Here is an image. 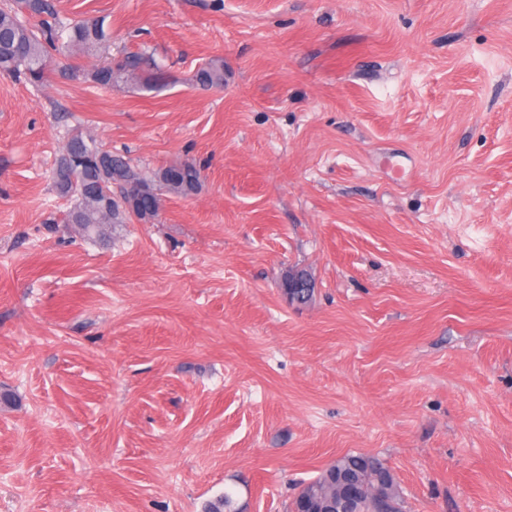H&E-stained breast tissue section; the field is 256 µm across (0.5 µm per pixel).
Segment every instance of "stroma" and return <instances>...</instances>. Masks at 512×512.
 <instances>
[{"label": "stroma", "mask_w": 512, "mask_h": 512, "mask_svg": "<svg viewBox=\"0 0 512 512\" xmlns=\"http://www.w3.org/2000/svg\"><path fill=\"white\" fill-rule=\"evenodd\" d=\"M60 6L163 78L0 76V512H292L350 453L512 512V0ZM75 128L200 185L86 239ZM298 275V276H297ZM295 277L301 279V283L296 288L293 287ZM303 284V286L301 285ZM284 291L291 302L305 304L312 298L314 288L311 287V280L304 271L290 272L284 280Z\"/></svg>", "instance_id": "obj_1"}]
</instances>
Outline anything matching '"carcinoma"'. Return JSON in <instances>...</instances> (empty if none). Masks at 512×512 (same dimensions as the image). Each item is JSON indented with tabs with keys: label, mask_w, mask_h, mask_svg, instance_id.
I'll use <instances>...</instances> for the list:
<instances>
[{
	"label": "carcinoma",
	"mask_w": 512,
	"mask_h": 512,
	"mask_svg": "<svg viewBox=\"0 0 512 512\" xmlns=\"http://www.w3.org/2000/svg\"><path fill=\"white\" fill-rule=\"evenodd\" d=\"M106 41L104 21L98 17L73 19L64 16L59 0H14L0 7V75L22 78L40 86L47 81L56 56L83 55L96 57ZM140 57H113L94 65L89 72L71 68L65 77H88L94 83L112 87L137 79ZM205 88L224 82V68L211 63L198 73ZM77 177L72 183L69 175ZM201 172L185 161L148 173L133 165L124 155L101 148L96 141L79 130L72 132L53 171L56 194L70 204L65 223L90 239L105 236L103 225L124 224L133 215L142 221L155 218L163 196L186 195L195 190ZM118 183L130 190L119 200L106 191ZM284 291L292 302L305 304L313 295L311 280L304 271L289 273ZM354 480L361 487L365 512L382 501L388 512H401L402 498L393 475L378 459L347 454L330 463L317 477L305 483L295 498L293 512H303L307 502H330L339 491V483Z\"/></svg>",
	"instance_id": "carcinoma-1"
}]
</instances>
